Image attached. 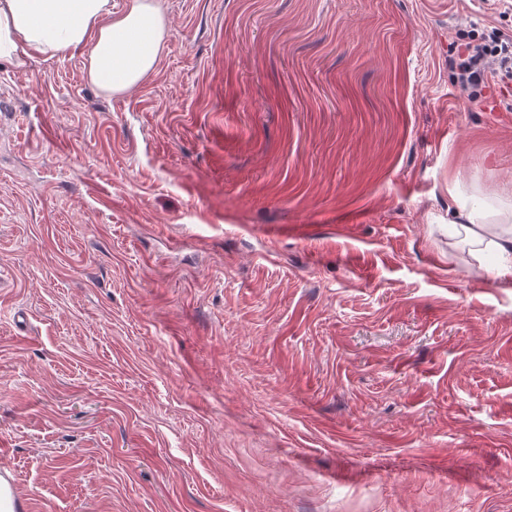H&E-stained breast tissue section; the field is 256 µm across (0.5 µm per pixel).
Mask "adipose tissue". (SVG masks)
I'll use <instances>...</instances> for the list:
<instances>
[{
	"mask_svg": "<svg viewBox=\"0 0 512 512\" xmlns=\"http://www.w3.org/2000/svg\"><path fill=\"white\" fill-rule=\"evenodd\" d=\"M164 15L153 0H0V63L25 68L33 54L81 51L88 81L109 95L137 87L158 63ZM449 223L475 260L498 256L493 279H512V209L457 205Z\"/></svg>",
	"mask_w": 512,
	"mask_h": 512,
	"instance_id": "ef3b65f1",
	"label": "adipose tissue"
}]
</instances>
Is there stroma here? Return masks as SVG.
I'll list each match as a JSON object with an SVG mask.
<instances>
[{
    "mask_svg": "<svg viewBox=\"0 0 512 512\" xmlns=\"http://www.w3.org/2000/svg\"><path fill=\"white\" fill-rule=\"evenodd\" d=\"M156 71L0 64V473L19 512H512L491 0H156ZM473 41L461 44L449 59L456 83L470 91L472 98L488 78L504 85L512 83V34L495 28L482 40ZM448 222L454 233L470 246V255L479 264L486 252L498 256V264L488 269L493 279H512V209L495 211L490 205L468 207L461 203Z\"/></svg>",
    "mask_w": 512,
    "mask_h": 512,
    "instance_id": "obj_1",
    "label": "stroma"
}]
</instances>
